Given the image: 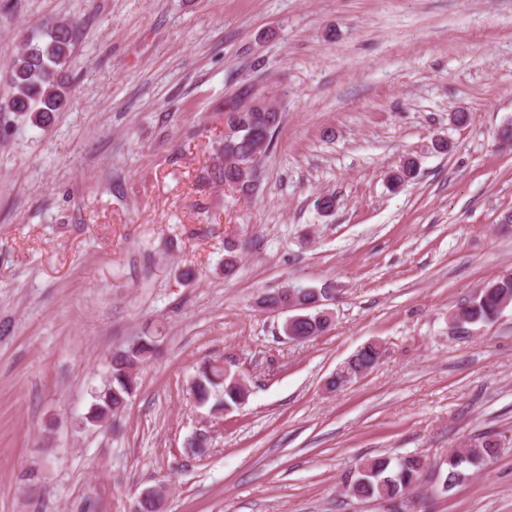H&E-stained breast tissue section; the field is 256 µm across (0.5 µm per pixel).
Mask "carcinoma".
I'll list each match as a JSON object with an SVG mask.
<instances>
[{
	"label": "carcinoma",
	"mask_w": 512,
	"mask_h": 512,
	"mask_svg": "<svg viewBox=\"0 0 512 512\" xmlns=\"http://www.w3.org/2000/svg\"><path fill=\"white\" fill-rule=\"evenodd\" d=\"M73 49L74 30L64 22L26 34L21 51L6 66L11 94L0 110L27 118L36 126L49 124L54 113L62 111L67 103L69 86L63 80L62 71L68 68ZM224 119L228 133L210 178L247 189L272 143L282 115L267 111L261 102L253 100L224 111ZM327 292V288L287 284L266 292L264 302L273 307L290 301L302 306L310 319L293 325L296 341L302 343L321 335L331 325L330 318L320 316L317 308L308 306L315 297L323 298ZM511 304L512 277H504L491 287L481 288L466 306L451 314L450 320L462 318L464 328L468 329L493 321ZM158 343L159 337L152 334L139 336L112 356L106 383L94 393V402L85 416L87 423L102 427L122 416L137 387V378L132 372L152 357ZM380 357L381 350L377 346L361 348L332 376L328 386L334 390L342 387L348 375L372 370ZM191 391L196 403L202 406L210 403L226 410L241 404L248 394V388L242 386L236 376L227 373L222 360H211L196 371ZM498 451V443L486 437L448 457L442 487H447L457 472L469 473L471 468L495 457ZM426 469L427 465L418 456H378L366 460L346 479V491L358 499L394 501L417 486Z\"/></svg>",
	"instance_id": "obj_1"
}]
</instances>
